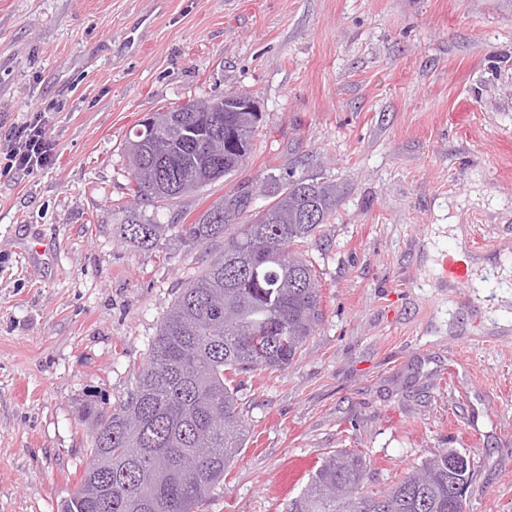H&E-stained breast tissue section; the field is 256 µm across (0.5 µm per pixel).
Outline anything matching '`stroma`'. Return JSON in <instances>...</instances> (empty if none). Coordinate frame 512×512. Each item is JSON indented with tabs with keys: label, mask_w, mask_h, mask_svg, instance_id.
<instances>
[{
	"label": "stroma",
	"mask_w": 512,
	"mask_h": 512,
	"mask_svg": "<svg viewBox=\"0 0 512 512\" xmlns=\"http://www.w3.org/2000/svg\"><path fill=\"white\" fill-rule=\"evenodd\" d=\"M233 89L263 113L246 166L160 220L270 169L334 182L339 204L307 247L323 321L285 371L235 376L247 438L204 512H288L344 448L374 491L456 449L469 512H512V326L439 275L452 224L466 258L512 269V0H0V120L53 104L57 142L50 169L0 177V512H57L83 405L126 399L202 266L172 239L122 243L127 136Z\"/></svg>",
	"instance_id": "stroma-1"
}]
</instances>
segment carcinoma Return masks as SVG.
<instances>
[{"label": "carcinoma", "instance_id": "cac0c4a2", "mask_svg": "<svg viewBox=\"0 0 512 512\" xmlns=\"http://www.w3.org/2000/svg\"><path fill=\"white\" fill-rule=\"evenodd\" d=\"M205 98L152 113L125 143L132 200L120 237L152 250L220 245L188 278L164 316L134 387L114 405L82 407L85 463L58 512H198L224 481L246 434L227 374L282 372L298 360L322 320L319 274L308 241L336 215V188L314 178H263L266 202L237 185L192 224H163L146 208L196 195L250 158L260 112H221L224 136L208 134ZM230 224L237 231L226 234ZM470 481V458L448 449L387 488L369 493L366 457L340 449L316 468L289 512H461L449 473Z\"/></svg>", "mask_w": 512, "mask_h": 512}]
</instances>
